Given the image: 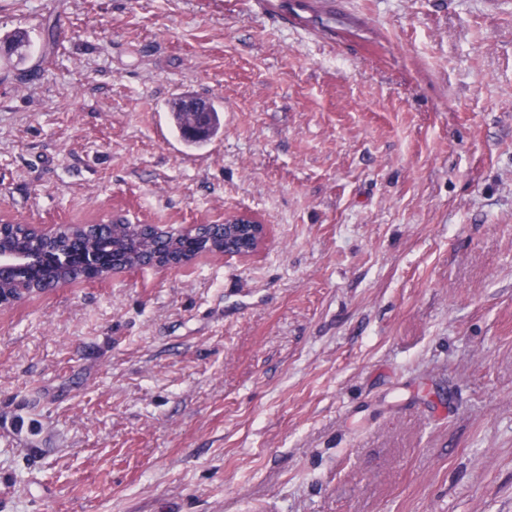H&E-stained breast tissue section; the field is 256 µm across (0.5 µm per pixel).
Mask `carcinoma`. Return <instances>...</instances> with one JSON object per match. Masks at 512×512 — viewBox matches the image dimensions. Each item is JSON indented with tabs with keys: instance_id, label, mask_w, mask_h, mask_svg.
Returning a JSON list of instances; mask_svg holds the SVG:
<instances>
[{
	"instance_id": "obj_1",
	"label": "carcinoma",
	"mask_w": 512,
	"mask_h": 512,
	"mask_svg": "<svg viewBox=\"0 0 512 512\" xmlns=\"http://www.w3.org/2000/svg\"><path fill=\"white\" fill-rule=\"evenodd\" d=\"M211 110L213 117L210 118L207 133L201 137H183L187 146L200 147L223 131L218 109L213 106ZM58 242L70 243L73 250L80 248L95 253H108L116 257L119 265L128 270L139 267L147 257L157 258L162 266L186 265L201 253L218 256L224 252V232L221 230L203 234L188 244L181 237L171 236L164 239L152 235L127 219L110 224H58L54 230L44 234H36L10 222L4 223L0 230L1 252L27 256L45 255L50 269L49 276L54 280L66 283L82 276L90 281L107 278L101 269L80 273L73 270L70 263L62 262L54 250ZM34 288L35 285L27 277V271L20 269L0 281V298L8 304L24 291L33 293Z\"/></svg>"
}]
</instances>
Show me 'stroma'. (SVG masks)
Returning <instances> with one entry per match:
<instances>
[{
	"label": "stroma",
	"instance_id": "1",
	"mask_svg": "<svg viewBox=\"0 0 512 512\" xmlns=\"http://www.w3.org/2000/svg\"><path fill=\"white\" fill-rule=\"evenodd\" d=\"M277 3L0 0V216L269 229L0 309V512H512V0ZM183 100V99H182ZM182 100L175 101L170 110L171 120L181 133L183 132V141L189 147H200L207 142H209L214 137L218 136L223 131V126L221 123L220 115L218 109L211 104V110L213 112V117L210 118L209 112H205L204 106L194 99L187 100V106L190 110L189 112H185V120L187 132L190 135H203L208 126V131L204 136L201 137H190L184 133L183 124L181 119V102ZM210 120V124H209Z\"/></svg>",
	"mask_w": 512,
	"mask_h": 512
}]
</instances>
